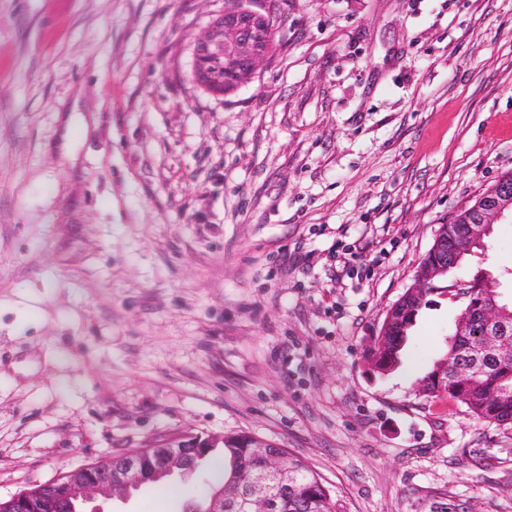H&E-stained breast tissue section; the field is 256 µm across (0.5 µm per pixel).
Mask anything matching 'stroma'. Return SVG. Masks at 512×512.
Masks as SVG:
<instances>
[{"label":"stroma","mask_w":512,"mask_h":512,"mask_svg":"<svg viewBox=\"0 0 512 512\" xmlns=\"http://www.w3.org/2000/svg\"><path fill=\"white\" fill-rule=\"evenodd\" d=\"M228 0H0V498L168 432L248 433L336 512H512V432L425 395L462 301L365 348L441 225L512 173V0H278L235 93ZM512 271V222L476 268ZM136 493L105 512H180ZM245 7L238 2L226 10L221 22L213 20L208 30L197 38L194 43L193 64L198 71L210 75L209 70L218 62L224 63V69L235 73H246L235 83L228 82L222 88L202 82L193 68V76L198 85L206 91L219 96L237 90L251 80L258 66L274 55L275 43L273 32L268 33V42L272 54L257 36L255 23L263 21L265 28L272 29V15L266 7Z\"/></svg>","instance_id":"obj_1"}]
</instances>
